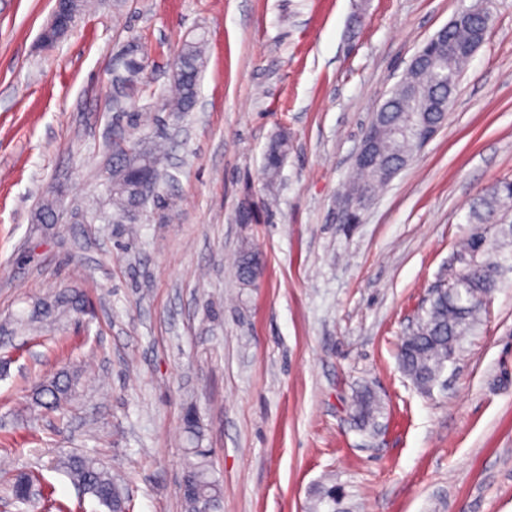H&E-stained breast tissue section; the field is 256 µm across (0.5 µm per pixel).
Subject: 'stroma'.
I'll return each instance as SVG.
<instances>
[{
	"mask_svg": "<svg viewBox=\"0 0 512 512\" xmlns=\"http://www.w3.org/2000/svg\"><path fill=\"white\" fill-rule=\"evenodd\" d=\"M478 3L494 23L447 123L342 223L373 112ZM54 4L0 0V483L35 473L38 512H100L58 465L90 456L130 512H184L191 412L222 512H315L331 486L342 512H512L507 225L485 227L498 285L438 382L418 388L397 360L428 289L466 264L471 206L512 180V0H88L47 46ZM197 37L196 102L178 118L173 62ZM128 57L144 65L133 121L112 83ZM116 141L166 146L161 199L132 224L113 223L105 191ZM245 249L261 261L251 285L234 269ZM61 293L82 308L33 317ZM61 371L76 396L34 410ZM363 390L380 405L367 425ZM288 149L289 142L286 136H281L270 144L265 154V169L268 173L274 174L279 170Z\"/></svg>",
	"mask_w": 512,
	"mask_h": 512,
	"instance_id": "stroma-1",
	"label": "stroma"
}]
</instances>
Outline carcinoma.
Returning a JSON list of instances; mask_svg holds the SVG:
<instances>
[{"mask_svg":"<svg viewBox=\"0 0 512 512\" xmlns=\"http://www.w3.org/2000/svg\"><path fill=\"white\" fill-rule=\"evenodd\" d=\"M492 22V16L486 11L481 16L461 19L448 28V53L432 67L405 73L382 108L381 124L385 129V144L381 163L357 167L359 177L348 184L343 196H356L360 193L373 195L375 189L383 184L381 166L398 165L413 154L414 142L406 136L393 135V131L403 127L411 114L420 118H434V113L428 111L432 99L442 100L447 95H453L470 60L469 50L478 35L486 33ZM122 67L123 72L114 74L113 83L130 100L143 66L130 57L123 61ZM173 67L178 95L169 103L168 109L180 115L191 111L195 103L198 79L203 67L200 42L194 40L185 43ZM288 149L286 136L270 144L265 154L267 172L274 174L279 170ZM159 154L160 150L155 146L141 152L123 142L114 143L107 189L116 217L127 215L141 204L138 185L130 177L131 170L138 167L157 170ZM510 206L512 181H500L487 189L479 205L469 211L467 222L489 224L495 213ZM258 271L256 256L249 251L243 252L236 266L238 279L251 285L256 281ZM497 274L496 267L482 262L449 275L448 284L443 286V290L430 292L429 307L417 316L401 345L399 356L403 372L418 388L427 389L433 385L448 359L452 358L458 337L478 323L482 310L481 298L496 288ZM68 307L79 309L80 299L75 295H60L39 302L35 312L49 318L60 309ZM75 386L76 378L71 374L54 376L35 390L33 407L55 411L72 397ZM355 411L361 422L373 420L378 412L374 397L368 392L358 396ZM188 455L184 489L180 492L184 512H220L222 489L210 471L206 451L191 448ZM59 465L106 512L126 510L124 488L103 465L80 456H69ZM36 484L38 478L33 474L19 476L9 487L11 497L29 507H35L39 496Z\"/></svg>","mask_w":512,"mask_h":512,"instance_id":"1","label":"carcinoma"}]
</instances>
